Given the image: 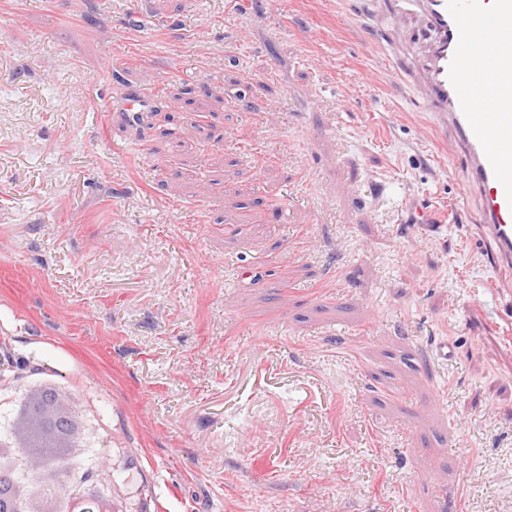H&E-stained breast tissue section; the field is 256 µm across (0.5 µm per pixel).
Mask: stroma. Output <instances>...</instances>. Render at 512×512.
I'll return each instance as SVG.
<instances>
[{"instance_id":"stroma-1","label":"stroma","mask_w":512,"mask_h":512,"mask_svg":"<svg viewBox=\"0 0 512 512\" xmlns=\"http://www.w3.org/2000/svg\"><path fill=\"white\" fill-rule=\"evenodd\" d=\"M410 38L375 0H0V347L97 412L116 497L512 512V272Z\"/></svg>"}]
</instances>
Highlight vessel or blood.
Listing matches in <instances>:
<instances>
[{"label":"vessel or blood","mask_w":512,"mask_h":512,"mask_svg":"<svg viewBox=\"0 0 512 512\" xmlns=\"http://www.w3.org/2000/svg\"><path fill=\"white\" fill-rule=\"evenodd\" d=\"M388 15L415 33L412 86L463 156V194L511 270L512 0H389Z\"/></svg>","instance_id":"vessel-or-blood-1"}]
</instances>
